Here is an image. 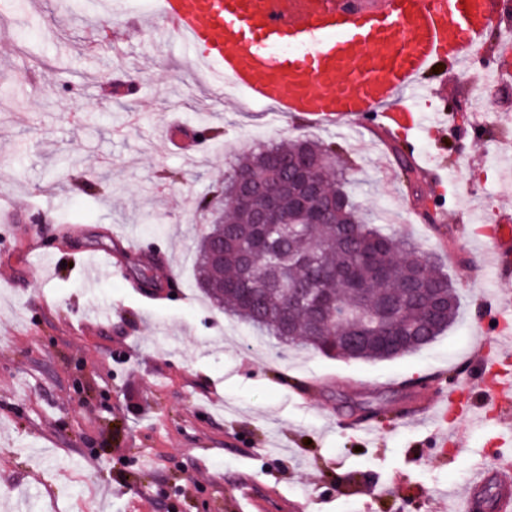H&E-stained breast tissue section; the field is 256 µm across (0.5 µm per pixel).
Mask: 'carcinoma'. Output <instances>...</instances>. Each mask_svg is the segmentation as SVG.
Listing matches in <instances>:
<instances>
[{"label": "carcinoma", "instance_id": "cac0c4a2", "mask_svg": "<svg viewBox=\"0 0 512 512\" xmlns=\"http://www.w3.org/2000/svg\"><path fill=\"white\" fill-rule=\"evenodd\" d=\"M297 159L305 161L308 178L320 184L321 200L336 199L328 224L311 223L309 212L294 206L295 188L280 186L278 163ZM241 173L277 194L279 216L288 220L270 229L262 288L246 281L242 264L256 224L236 196ZM345 185L334 150L322 142L294 139L242 153L224 179L223 220L195 242L196 285L224 313L284 347L355 361L412 353L453 324L456 289L413 242L367 223ZM417 278L439 290L441 312L412 292Z\"/></svg>", "mask_w": 512, "mask_h": 512}]
</instances>
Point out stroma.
I'll list each match as a JSON object with an SVG mask.
<instances>
[{
    "label": "stroma",
    "mask_w": 512,
    "mask_h": 512,
    "mask_svg": "<svg viewBox=\"0 0 512 512\" xmlns=\"http://www.w3.org/2000/svg\"><path fill=\"white\" fill-rule=\"evenodd\" d=\"M151 2L5 11L0 194L19 221L0 223V512H458L481 471L512 468V408L466 412L475 355L494 370L512 328L493 259V218L512 215V0L471 81L429 76L420 109L450 102L438 129L391 135L244 106L150 29ZM207 124L221 137L170 146ZM291 138L334 143L369 223L447 272L459 313L432 344L376 362L276 348L196 288L194 241L224 201H195L220 189L226 146ZM104 254L116 273L88 278ZM416 391L460 410L436 430Z\"/></svg>",
    "instance_id": "1"
}]
</instances>
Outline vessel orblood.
<instances>
[{
	"label": "vessel or blood",
	"instance_id": "1",
	"mask_svg": "<svg viewBox=\"0 0 512 512\" xmlns=\"http://www.w3.org/2000/svg\"><path fill=\"white\" fill-rule=\"evenodd\" d=\"M211 81L228 85L281 117L348 123L368 118L385 129L438 120L415 100L439 61L456 71L484 53L486 0H154ZM501 270L512 268V226L500 225ZM512 398V374L499 373L470 405ZM465 502L474 512L495 486L497 512H512V475H480Z\"/></svg>",
	"mask_w": 512,
	"mask_h": 512
}]
</instances>
